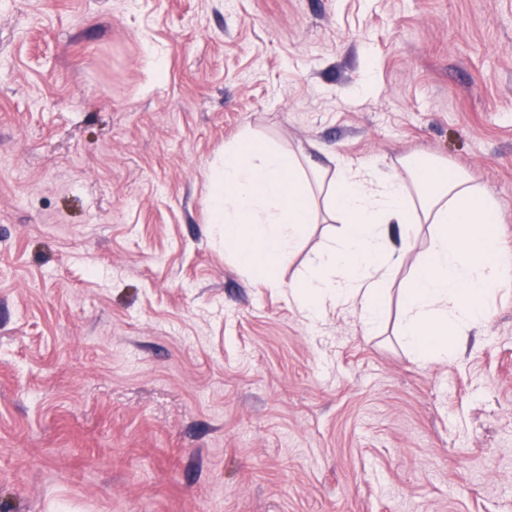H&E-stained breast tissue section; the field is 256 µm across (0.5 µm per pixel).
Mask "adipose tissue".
<instances>
[{
  "label": "adipose tissue",
  "mask_w": 512,
  "mask_h": 512,
  "mask_svg": "<svg viewBox=\"0 0 512 512\" xmlns=\"http://www.w3.org/2000/svg\"><path fill=\"white\" fill-rule=\"evenodd\" d=\"M399 165L383 176L368 164L308 169L296 154L252 145L245 132L225 147L210 177L211 222L239 265L266 285L307 225L324 217L339 223L291 298L309 320L319 319L330 300L352 309L367 329L382 317L393 271L430 225L431 247L401 297L398 334L420 364L450 362L455 337L487 319V298L502 274L499 241L489 228L496 203L462 172L446 174L435 164L419 169L409 158Z\"/></svg>",
  "instance_id": "adipose-tissue-1"
}]
</instances>
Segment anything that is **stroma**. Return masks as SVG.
Listing matches in <instances>:
<instances>
[{"label":"stroma","instance_id":"obj_1","mask_svg":"<svg viewBox=\"0 0 512 512\" xmlns=\"http://www.w3.org/2000/svg\"><path fill=\"white\" fill-rule=\"evenodd\" d=\"M249 132L467 173L512 258V0H0V512H512V273L449 363L210 224Z\"/></svg>","mask_w":512,"mask_h":512}]
</instances>
